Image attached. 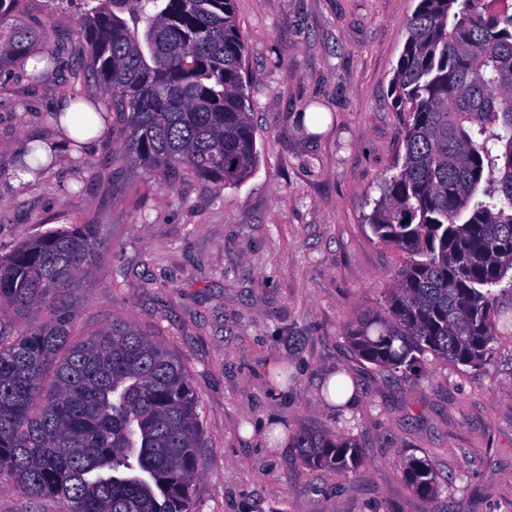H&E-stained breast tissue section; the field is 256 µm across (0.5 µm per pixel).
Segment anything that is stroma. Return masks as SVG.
<instances>
[{
	"label": "stroma",
	"mask_w": 512,
	"mask_h": 512,
	"mask_svg": "<svg viewBox=\"0 0 512 512\" xmlns=\"http://www.w3.org/2000/svg\"><path fill=\"white\" fill-rule=\"evenodd\" d=\"M417 0H236L248 43L247 94L259 153L253 176L217 186L192 177L160 191L113 157L123 127L33 180L16 163L55 140L47 115L81 55L56 57L43 82L0 69V256L45 231L96 224L103 247L67 304L73 337L113 320L163 342L200 402L203 468L196 512H512V327L478 367L436 361L418 378L383 373L345 338L358 314L383 312L405 262L367 223L400 150L391 82ZM79 11L13 0L9 24L71 38ZM287 366V382L271 377ZM343 372L356 400H322ZM359 442L364 462L338 475L303 465L301 427ZM429 458L440 490L409 491L403 462Z\"/></svg>",
	"instance_id": "stroma-1"
}]
</instances>
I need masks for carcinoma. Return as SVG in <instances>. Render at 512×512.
Wrapping results in <instances>:
<instances>
[{"instance_id": "obj_1", "label": "carcinoma", "mask_w": 512, "mask_h": 512, "mask_svg": "<svg viewBox=\"0 0 512 512\" xmlns=\"http://www.w3.org/2000/svg\"><path fill=\"white\" fill-rule=\"evenodd\" d=\"M419 0L392 78L401 120L399 171L368 223L406 261L385 314L346 329L382 372L419 376L428 358L477 367L505 322L492 288L512 292V4ZM85 60L70 73L85 127L121 119L116 154L158 176L245 181L257 158L243 69L248 44L235 0H83ZM33 34L0 38V66L30 58ZM99 86L105 107L90 96ZM39 144L19 164L38 174ZM103 246L99 225L70 224L0 256V479L67 512H195L203 428L182 360L116 320L81 342L66 305ZM49 306L53 321L19 336L4 320ZM302 463L338 474L364 461L355 439L300 428ZM413 493L439 489L410 456Z\"/></svg>"}]
</instances>
